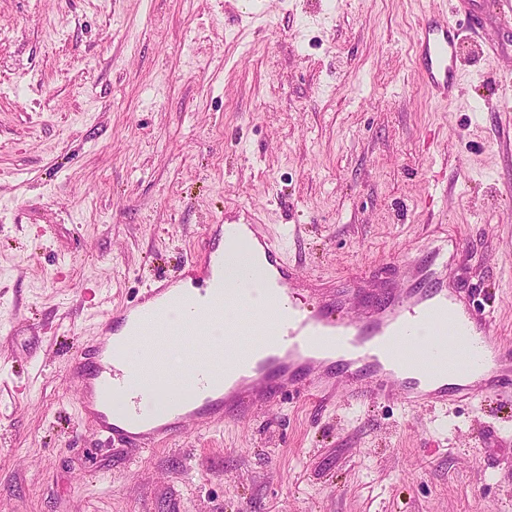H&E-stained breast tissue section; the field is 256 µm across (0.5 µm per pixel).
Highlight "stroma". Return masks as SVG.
I'll return each instance as SVG.
<instances>
[{"label":"stroma","instance_id":"obj_1","mask_svg":"<svg viewBox=\"0 0 512 512\" xmlns=\"http://www.w3.org/2000/svg\"><path fill=\"white\" fill-rule=\"evenodd\" d=\"M448 2L0 0V512H512L494 397L285 403L134 456L68 371L242 207L329 279L455 234L452 287L512 342V37L487 20L431 101Z\"/></svg>","mask_w":512,"mask_h":512}]
</instances>
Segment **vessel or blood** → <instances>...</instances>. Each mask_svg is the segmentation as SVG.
Here are the masks:
<instances>
[{"mask_svg":"<svg viewBox=\"0 0 512 512\" xmlns=\"http://www.w3.org/2000/svg\"><path fill=\"white\" fill-rule=\"evenodd\" d=\"M491 9L512 32V9L503 0H455L448 11L422 16L415 64L432 98L455 97L460 48L478 35ZM242 235L250 236L252 255L267 274L265 308L240 295L243 317L228 327L231 348L213 350L189 387L169 380L149 385L145 374L160 361L152 353L159 337L202 336L208 321L223 316L224 254L216 240ZM462 246L444 236L424 254L390 258L391 279L381 287H366L362 275L335 286L300 275L251 211L235 223L207 225L189 262L201 284L198 297L175 292L169 277H158L143 295L112 307L99 338L71 358L80 414L139 455L178 435L191 419L243 422L287 399L322 403L341 391L353 402L396 400L417 411L511 393L512 344L497 336L492 313L448 288V253ZM302 287L313 293L312 302H297ZM175 305L186 318L174 331L165 313ZM423 328L431 330V341L420 340Z\"/></svg>","mask_w":512,"mask_h":512,"instance_id":"b4317fda","label":"vessel or blood"}]
</instances>
